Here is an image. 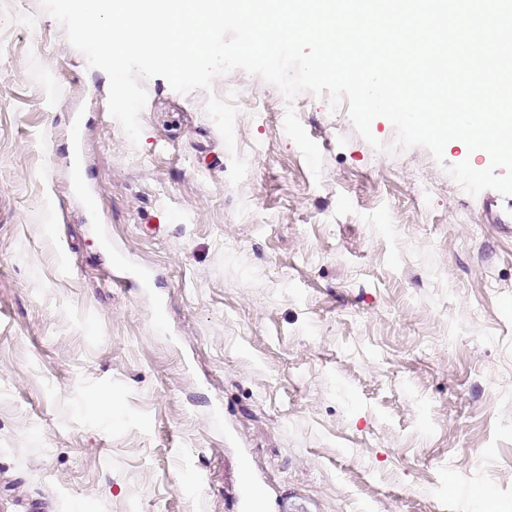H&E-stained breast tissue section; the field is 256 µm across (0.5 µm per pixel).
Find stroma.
<instances>
[{
    "label": "stroma",
    "mask_w": 512,
    "mask_h": 512,
    "mask_svg": "<svg viewBox=\"0 0 512 512\" xmlns=\"http://www.w3.org/2000/svg\"><path fill=\"white\" fill-rule=\"evenodd\" d=\"M144 87L134 144L0 0V512H239L246 461L264 512H512V234L444 171L489 157L377 152L240 70Z\"/></svg>",
    "instance_id": "35a3bbf8"
}]
</instances>
